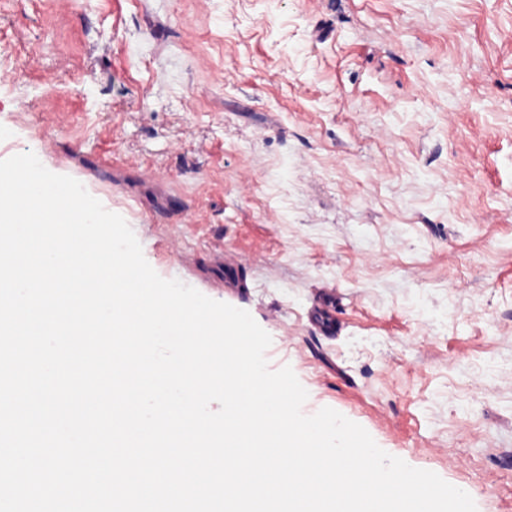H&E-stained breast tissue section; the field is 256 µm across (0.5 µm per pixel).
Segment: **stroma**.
Returning a JSON list of instances; mask_svg holds the SVG:
<instances>
[{"label":"stroma","instance_id":"stroma-1","mask_svg":"<svg viewBox=\"0 0 512 512\" xmlns=\"http://www.w3.org/2000/svg\"><path fill=\"white\" fill-rule=\"evenodd\" d=\"M0 128L247 310L304 414L512 512V0H0Z\"/></svg>","mask_w":512,"mask_h":512}]
</instances>
